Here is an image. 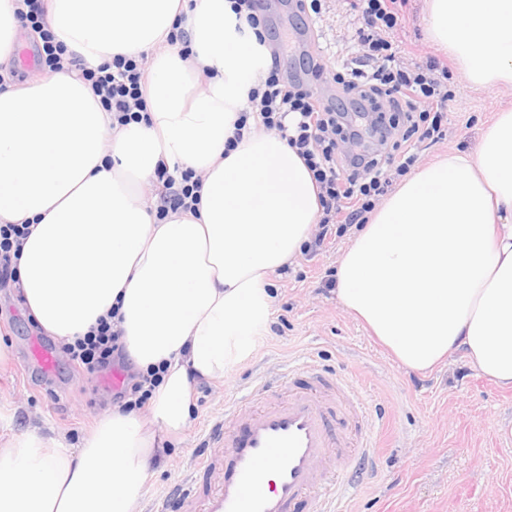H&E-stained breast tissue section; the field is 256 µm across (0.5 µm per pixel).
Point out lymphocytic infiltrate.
<instances>
[{
  "label": "lymphocytic infiltrate",
  "mask_w": 512,
  "mask_h": 512,
  "mask_svg": "<svg viewBox=\"0 0 512 512\" xmlns=\"http://www.w3.org/2000/svg\"><path fill=\"white\" fill-rule=\"evenodd\" d=\"M411 0H353L359 26L355 31L358 54L355 64L332 71L314 59H306V72L314 80H332L345 94L336 104L317 99L303 82L288 78L279 59L259 68L248 106L237 128L257 118L268 131L277 132L303 159L319 190L321 215L314 246L340 237L353 225L368 223L377 202L397 177L406 175L418 160L425 142L441 139L445 110L455 96L448 85L447 63L435 57L424 63H406L391 34L402 26ZM21 26L40 37L39 58L48 71L70 64L91 82L104 107L119 125L139 122L146 110L143 94L145 70L141 61L114 56L110 63L89 68L78 58H65V47L44 26L41 0H21L16 12ZM369 112L371 128H404L402 140L385 151L349 152L344 143L358 142L359 130L346 122L347 112ZM155 181L160 190L157 220L173 214L197 213L201 178L195 171L158 162ZM26 224H0V284L16 280V262L29 235ZM72 364L90 374L118 368L125 379L114 402L126 411L139 410L152 399L161 382L159 368L140 371L130 362L111 317L99 318L94 330L63 344Z\"/></svg>",
  "instance_id": "1"
}]
</instances>
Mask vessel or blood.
I'll return each mask as SVG.
<instances>
[{"mask_svg": "<svg viewBox=\"0 0 512 512\" xmlns=\"http://www.w3.org/2000/svg\"><path fill=\"white\" fill-rule=\"evenodd\" d=\"M288 385L286 403H238L229 422L212 427L222 462L197 461L167 512H343L342 498L324 491L329 474L379 446L363 397L315 363L289 369Z\"/></svg>", "mask_w": 512, "mask_h": 512, "instance_id": "vessel-or-blood-1", "label": "vessel or blood"}]
</instances>
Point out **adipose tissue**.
I'll list each match as a JSON object with an SVG mask.
<instances>
[{
  "instance_id": "adipose-tissue-1",
  "label": "adipose tissue",
  "mask_w": 512,
  "mask_h": 512,
  "mask_svg": "<svg viewBox=\"0 0 512 512\" xmlns=\"http://www.w3.org/2000/svg\"><path fill=\"white\" fill-rule=\"evenodd\" d=\"M428 31L476 87H512V0H427ZM189 55L169 45L177 19ZM68 54L97 67L152 55L148 119L113 125L80 71L0 88V224L31 233L17 288L39 326L69 342L118 309L140 369L164 366L151 424L103 414L80 447L29 430L0 448V512H134L158 466V431L189 425L192 377L220 380L268 321L269 279L317 224L318 190L275 133L246 126L250 77L229 0H45ZM202 171L198 214L155 223L140 187L158 160ZM336 295L401 366L463 351L512 388V108L472 153L417 170L356 230Z\"/></svg>"
}]
</instances>
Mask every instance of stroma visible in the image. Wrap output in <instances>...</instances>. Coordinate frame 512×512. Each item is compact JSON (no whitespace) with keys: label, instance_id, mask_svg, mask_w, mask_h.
<instances>
[{"label":"stroma","instance_id":"35a3bbf8","mask_svg":"<svg viewBox=\"0 0 512 512\" xmlns=\"http://www.w3.org/2000/svg\"><path fill=\"white\" fill-rule=\"evenodd\" d=\"M268 4L273 14L266 40L283 51L289 75H299L304 56L335 68L350 64L358 25L350 0H325L321 14L305 18L293 0ZM395 40L406 59L441 56L426 29L424 0H412ZM452 81L459 90L448 104L446 134L423 148L419 165L452 151H476L495 112L512 108V88H477L458 71ZM352 239L348 233L327 240L271 276L265 327L223 380L193 388L192 425L180 437H162L164 455L138 512H161L196 460L220 457L209 431L253 392L257 377L275 378L309 361L352 379L378 427L379 446L345 494L349 512H512V441L499 439L512 432V390L479 375L459 353L430 373L403 368L323 286ZM46 337L18 290L0 288V351L7 356L0 363V448L29 429L78 447L113 407L111 374L77 370L61 353L51 373L33 368L30 347Z\"/></svg>","mask_w":512,"mask_h":512}]
</instances>
